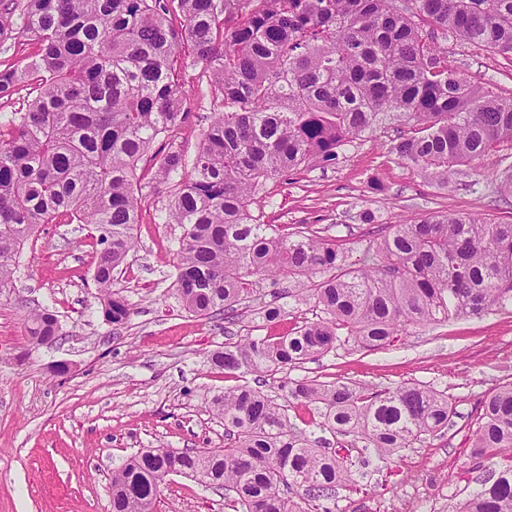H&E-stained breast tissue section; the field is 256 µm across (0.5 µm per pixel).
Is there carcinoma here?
Masks as SVG:
<instances>
[{
	"mask_svg": "<svg viewBox=\"0 0 512 512\" xmlns=\"http://www.w3.org/2000/svg\"><path fill=\"white\" fill-rule=\"evenodd\" d=\"M453 36L512 58V0H0V44L33 50L0 69V99L36 96L0 117V295L14 287L24 246L56 220L92 226L93 281L105 320L133 305L114 272L136 244L139 163L171 184L165 223L182 229L172 277L181 308L229 320L258 285L303 284L286 296L320 316L279 336L224 345L212 363L265 378L341 345H395L412 328L512 311V223L428 213L373 236L365 264L347 263L343 236L264 224L252 204L268 183L330 165L352 141L397 125L391 153L431 185L477 191L480 160L512 145V96L448 67ZM203 64L214 112L194 156L175 142L184 118L179 70ZM495 192L512 196V165ZM31 343L60 337L57 316L27 314ZM313 407L291 422L258 386L224 390L209 408L222 448H147L112 471L111 512H154L170 475L229 493L234 512H333L354 484L341 452L385 460L445 430L448 395L424 384L295 380ZM336 437L323 447L314 430ZM476 464L507 463L456 512H512V383L485 397L472 431Z\"/></svg>",
	"mask_w": 512,
	"mask_h": 512,
	"instance_id": "carcinoma-1",
	"label": "carcinoma"
}]
</instances>
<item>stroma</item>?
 <instances>
[{"instance_id": "1", "label": "stroma", "mask_w": 512, "mask_h": 512, "mask_svg": "<svg viewBox=\"0 0 512 512\" xmlns=\"http://www.w3.org/2000/svg\"><path fill=\"white\" fill-rule=\"evenodd\" d=\"M447 47L449 67L512 95V59L453 38ZM200 75L197 67L180 73L186 117L174 138L190 155L212 110ZM390 148L387 134L356 140L335 164L302 171L286 185L268 184L262 222L317 231L349 225L347 261L356 265L369 242L359 219L366 209L379 224L429 212L512 222V199L492 202L486 189H436L394 160ZM140 198L137 248L116 275L134 308L124 326L114 328L101 313L85 224L41 226L24 249L14 288L0 295V512H110L112 469L137 451L223 447L224 424L208 404L247 376L224 373L212 354L240 337L278 335L319 314L312 303L276 298L266 283L258 300L279 309L276 320L249 308L239 309L231 324L186 313L171 288L181 230L163 221L168 188L151 185ZM39 306L61 325L62 337L50 347H33L24 328L25 315ZM288 378L379 389L420 383L445 392L458 412L453 427L374 461L356 485L338 490L335 512H348L353 502L390 512L439 485L447 495L433 502V512H454L463 493L477 489L480 473L500 463L494 457L475 465L470 445L485 394L512 383V313L417 328L385 350L341 345ZM156 510L233 512L222 494L183 476L162 485Z\"/></svg>"}]
</instances>
